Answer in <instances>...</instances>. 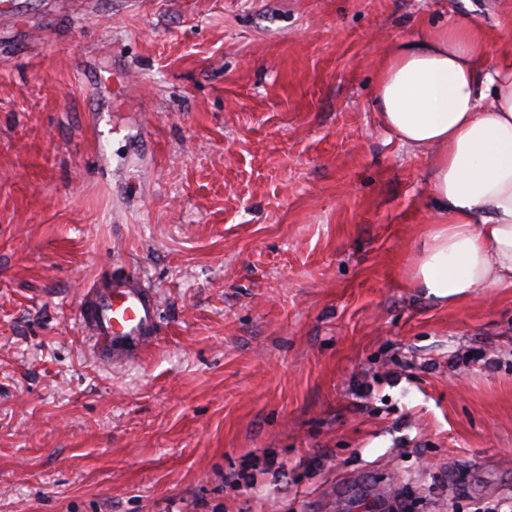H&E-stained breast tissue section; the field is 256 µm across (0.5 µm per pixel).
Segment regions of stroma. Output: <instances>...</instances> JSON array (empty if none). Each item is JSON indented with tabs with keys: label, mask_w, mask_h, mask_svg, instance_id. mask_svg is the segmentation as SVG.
<instances>
[{
	"label": "stroma",
	"mask_w": 512,
	"mask_h": 512,
	"mask_svg": "<svg viewBox=\"0 0 512 512\" xmlns=\"http://www.w3.org/2000/svg\"><path fill=\"white\" fill-rule=\"evenodd\" d=\"M0 20V512H417L512 497V286L409 267L430 156L380 123L392 41L512 0H18ZM163 332L102 361L97 279ZM282 467L249 487L244 455ZM80 329L96 355L121 364L142 355L161 334L158 292L137 270L93 282L80 303Z\"/></svg>",
	"instance_id": "stroma-1"
}]
</instances>
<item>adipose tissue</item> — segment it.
Masks as SVG:
<instances>
[{
    "mask_svg": "<svg viewBox=\"0 0 512 512\" xmlns=\"http://www.w3.org/2000/svg\"><path fill=\"white\" fill-rule=\"evenodd\" d=\"M374 106L402 145L435 154L437 220L411 284L451 303L512 285V58L491 60L472 21L434 25L385 48Z\"/></svg>",
    "mask_w": 512,
    "mask_h": 512,
    "instance_id": "ef3b65f1",
    "label": "adipose tissue"
}]
</instances>
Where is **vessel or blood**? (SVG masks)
Listing matches in <instances>:
<instances>
[{"mask_svg":"<svg viewBox=\"0 0 512 512\" xmlns=\"http://www.w3.org/2000/svg\"><path fill=\"white\" fill-rule=\"evenodd\" d=\"M80 329L104 361L140 356L161 334L159 295L132 268L92 283L80 303Z\"/></svg>","mask_w":512,"mask_h":512,"instance_id":"obj_1","label":"vessel or blood"}]
</instances>
